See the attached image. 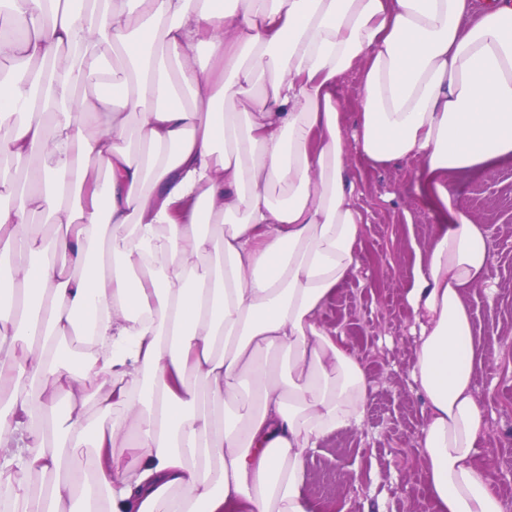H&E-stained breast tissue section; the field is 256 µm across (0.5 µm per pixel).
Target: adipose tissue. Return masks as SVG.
<instances>
[{
  "mask_svg": "<svg viewBox=\"0 0 512 512\" xmlns=\"http://www.w3.org/2000/svg\"><path fill=\"white\" fill-rule=\"evenodd\" d=\"M12 3L0 44L50 73L40 91L0 82V156L39 161L23 184L0 178L10 512H316L307 457L361 426L368 393L320 320L360 266L354 155L418 160L454 217L406 293L428 499L505 512L477 461L484 354L465 303L491 247L448 174L512 154V0ZM110 54L122 78L79 96ZM37 216L51 237L31 236ZM344 111L343 123L347 131H352L359 121L361 112L356 87L359 81V70L351 69L343 77Z\"/></svg>",
  "mask_w": 512,
  "mask_h": 512,
  "instance_id": "obj_1",
  "label": "adipose tissue"
}]
</instances>
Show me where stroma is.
<instances>
[{
    "mask_svg": "<svg viewBox=\"0 0 512 512\" xmlns=\"http://www.w3.org/2000/svg\"><path fill=\"white\" fill-rule=\"evenodd\" d=\"M414 160L380 168L353 158L359 203L368 222L356 245L361 268L320 314L360 356L368 381L360 427L326 436L307 462L306 492L317 512H431L421 435L427 403L410 377L419 327L406 302L416 249L437 225L452 223L418 176ZM448 186L493 254L492 292L478 288L465 302L483 340L475 395L487 415L484 447L492 487L512 512V156L451 171Z\"/></svg>",
    "mask_w": 512,
    "mask_h": 512,
    "instance_id": "obj_1",
    "label": "stroma"
}]
</instances>
